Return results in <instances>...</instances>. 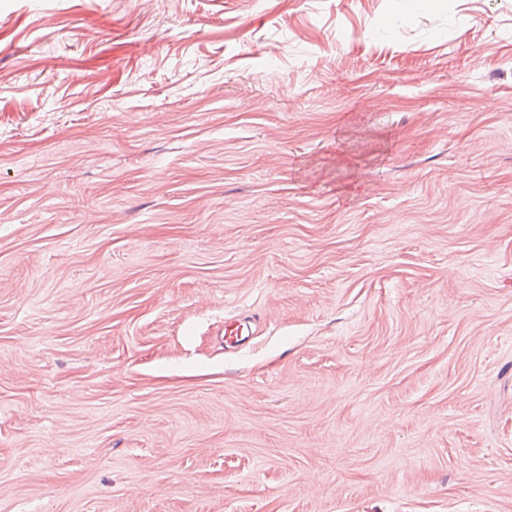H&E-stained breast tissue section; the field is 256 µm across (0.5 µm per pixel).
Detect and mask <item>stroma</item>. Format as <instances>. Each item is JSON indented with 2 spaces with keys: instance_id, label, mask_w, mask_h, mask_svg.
Instances as JSON below:
<instances>
[{
  "instance_id": "1",
  "label": "stroma",
  "mask_w": 512,
  "mask_h": 512,
  "mask_svg": "<svg viewBox=\"0 0 512 512\" xmlns=\"http://www.w3.org/2000/svg\"><path fill=\"white\" fill-rule=\"evenodd\" d=\"M0 512H512V0H0Z\"/></svg>"
}]
</instances>
